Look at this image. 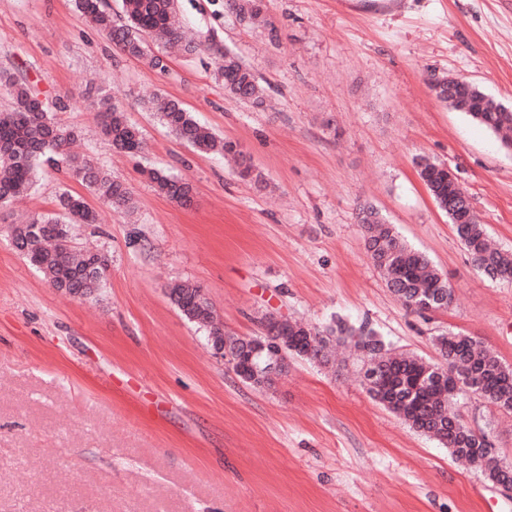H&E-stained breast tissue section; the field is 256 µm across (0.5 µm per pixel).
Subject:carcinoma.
Wrapping results in <instances>:
<instances>
[{"instance_id":"obj_1","label":"carcinoma","mask_w":512,"mask_h":512,"mask_svg":"<svg viewBox=\"0 0 512 512\" xmlns=\"http://www.w3.org/2000/svg\"><path fill=\"white\" fill-rule=\"evenodd\" d=\"M244 20L258 19L263 0H227ZM77 10L95 28L104 33L121 53L142 61L152 70L164 71L167 63L156 54L148 39L175 45L192 55L201 44L186 39L178 18L175 0H123V20L117 21L105 0H75ZM218 79L224 92L255 108L265 104L263 89L253 68L231 50H224ZM0 85L12 97L13 107L0 113V205L30 192L38 173L46 167L65 168L69 176L90 194L115 210H131L133 194L122 180L113 177L89 160L69 153V145L81 131L59 123L54 112L61 108V98L49 100L38 84L18 72L0 75ZM471 104L466 112L512 151V111L494 109L484 102V92L473 86L468 92ZM95 106L101 132L118 152L133 154L141 147V131L129 122L123 109L108 94H99ZM162 123L182 143L199 153L222 151L234 157L239 178L254 176L251 156L232 140H219L200 124L179 101L156 94L147 102ZM419 176L438 207L463 244L469 260L492 281L512 283V252L494 248L481 220L469 221L470 197L448 181L445 165L426 156L415 159ZM149 182L155 191L173 202L186 206L193 199V187L177 174L150 169ZM58 211L35 213L23 224L11 229L17 252L29 260L50 284L73 297L89 298L102 288L109 266L106 255L78 251L72 228L78 224H97L99 214L86 199L64 192L57 199ZM367 251L372 263L382 272L386 287L411 312L438 311L448 307L452 290L448 281L434 268L426 255L411 249L393 225L371 210L361 213ZM170 299L189 321L204 327L208 336H222L215 313L201 288L191 284L171 289ZM281 340L287 356L325 361L332 343L349 340L366 359L365 374H378L370 394L398 416L413 432L437 439L455 458L478 462L482 473L492 483H512V469L496 455L487 452L489 436L468 427L455 408L461 394H472L496 406L512 411V365L506 364L489 347L475 338L454 331L434 337V345L443 363L433 364L413 355L393 352L377 334L364 326L355 330L338 323L322 330L297 320L263 323L260 336L230 339L240 344L250 385L270 386L274 376L266 372L268 351L253 352L252 342Z\"/></svg>"}]
</instances>
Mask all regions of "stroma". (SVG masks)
Listing matches in <instances>:
<instances>
[{
  "label": "stroma",
  "instance_id": "stroma-1",
  "mask_svg": "<svg viewBox=\"0 0 512 512\" xmlns=\"http://www.w3.org/2000/svg\"><path fill=\"white\" fill-rule=\"evenodd\" d=\"M372 2L264 0L248 22L225 0H177L190 35L257 73V109L225 94L218 48L165 51L159 73L117 52L74 0H0V70L66 96L57 119L80 129L73 151L125 181L136 206L110 210L51 168L0 206V512H512V493L372 397L354 348L326 364L289 359L256 388L169 298L199 286L231 338L260 335L272 315L340 319L429 362L432 336L461 332L512 365V283L470 263L414 165H448L512 250V152L428 84L463 76L512 108V0H393L375 13ZM93 83L141 128L142 152L101 134ZM156 93L239 143L262 183L177 140L145 107ZM151 168L191 183V205L157 194ZM65 189L100 215L74 239L109 258L90 301L53 288L11 244L19 217L53 210ZM366 207L447 277V310L418 315L389 291L358 222ZM456 407L512 463V413L474 395Z\"/></svg>",
  "mask_w": 512,
  "mask_h": 512
}]
</instances>
